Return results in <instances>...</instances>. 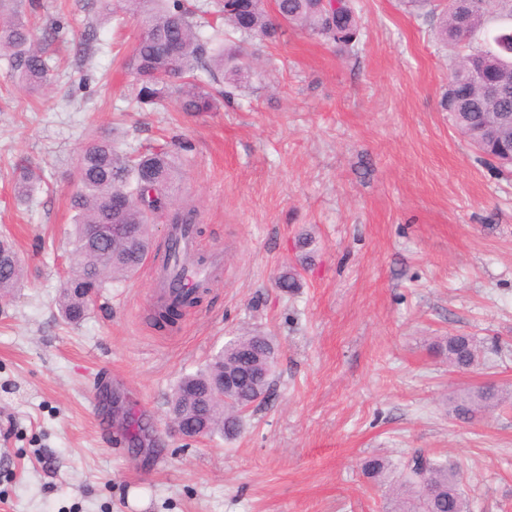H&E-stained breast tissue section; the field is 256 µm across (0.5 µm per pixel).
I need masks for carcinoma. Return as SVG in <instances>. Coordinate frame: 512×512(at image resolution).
<instances>
[{
    "label": "carcinoma",
    "instance_id": "1",
    "mask_svg": "<svg viewBox=\"0 0 512 512\" xmlns=\"http://www.w3.org/2000/svg\"><path fill=\"white\" fill-rule=\"evenodd\" d=\"M116 24L132 19L139 36L126 67L134 75L132 102L144 110L174 95L182 112H212L217 97L233 103L256 71L249 62L246 44L254 39L274 44L286 30L304 31L327 39L351 53L361 42L356 0H212L191 4L188 0H100ZM423 11L434 36L452 46L455 54L448 73V87L440 107L469 144L489 163L508 167L505 151H512V16L504 18L500 0H478L468 9L460 0H410ZM224 20L220 28L209 16ZM56 32L37 40L20 0H0V52L8 61L9 77L23 92L38 94L50 84L47 47ZM491 83L503 87L496 96L483 91ZM181 173L170 150L161 148L138 155L117 149L108 137L88 142L77 168L79 190L71 198L76 212L75 248L64 287L57 299L62 318L82 322L96 291L109 282L135 274L150 248L148 224L155 215L169 212L171 224L197 223V211L177 205ZM43 175L35 168L18 166L15 190L25 200L41 186ZM132 224L136 234L110 244L89 237L95 224ZM24 273L14 243L0 237V302L10 301ZM201 289L191 292L190 303L179 298L159 303L152 316L159 326H173L189 304L200 299ZM246 350L256 373L242 385L223 389L224 374L231 371L236 352ZM437 352L457 371L475 368L480 345L470 336H451L437 345ZM273 340L245 332L224 343L205 369L184 375L170 402V415L187 424L206 419L202 436L228 438L239 433L240 410L262 401L276 366ZM512 392L497 386L468 387L449 402V412L472 421L498 406ZM391 470L388 460L371 456L362 471L381 480ZM461 470L416 449L402 463L399 497L392 512H470L461 490Z\"/></svg>",
    "mask_w": 512,
    "mask_h": 512
}]
</instances>
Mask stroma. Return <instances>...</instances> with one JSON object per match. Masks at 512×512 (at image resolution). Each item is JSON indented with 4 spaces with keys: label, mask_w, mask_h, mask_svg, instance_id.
Masks as SVG:
<instances>
[{
    "label": "stroma",
    "mask_w": 512,
    "mask_h": 512,
    "mask_svg": "<svg viewBox=\"0 0 512 512\" xmlns=\"http://www.w3.org/2000/svg\"><path fill=\"white\" fill-rule=\"evenodd\" d=\"M35 2V35L60 31L52 84L19 91L0 57V232L24 266L0 305V512H391L361 463L416 449L460 466L471 512H512V402L473 422L444 410L459 389L512 387V169L481 162L441 111L452 53L420 11L358 0L350 54L286 31L260 45L235 103L190 115L171 97L128 108L135 22L114 28L100 0ZM93 134L123 151L191 146L179 200L198 212L199 257L221 255L224 272L174 326L151 319L145 265L81 324L60 316ZM23 159L44 176L26 204ZM303 232L317 252L286 292L276 278ZM249 330L278 359L241 434H174L179 378ZM458 335L486 348L473 370L433 348Z\"/></svg>",
    "instance_id": "stroma-1"
}]
</instances>
